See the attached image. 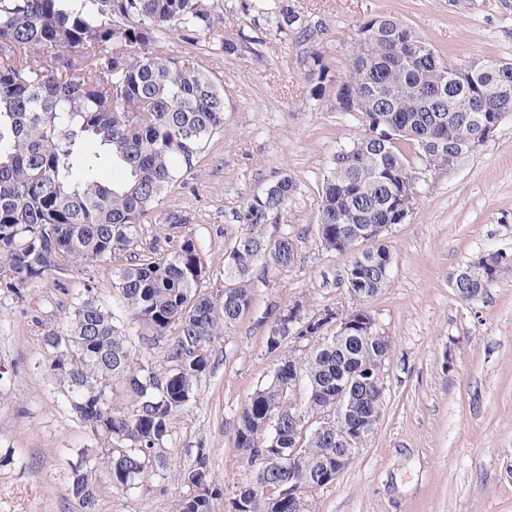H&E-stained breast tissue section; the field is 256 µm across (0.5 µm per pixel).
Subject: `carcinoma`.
Returning <instances> with one entry per match:
<instances>
[{"mask_svg":"<svg viewBox=\"0 0 512 512\" xmlns=\"http://www.w3.org/2000/svg\"><path fill=\"white\" fill-rule=\"evenodd\" d=\"M78 2L0 0V288L20 299L49 274L62 279L113 264L112 288L128 321L84 295L67 323L43 336L44 366L65 405L104 445L98 454L81 451L70 473L83 512H98L92 474L103 470L131 491L149 471L167 469L172 421L197 398L213 343L250 308L256 283L294 265L299 234L288 223L296 184L285 175L240 214L244 227L224 249V289L215 295L204 288L201 244L171 234L187 216L169 213V233L146 238L145 221L179 181L180 167L192 166L224 129L223 87L194 58L168 53L165 41L207 37L230 55L239 43L220 34L206 0ZM251 8L285 35L310 39L317 31L281 0H252ZM306 64L311 95L319 97L330 69L317 51L307 52ZM333 102L360 134L331 159L314 232L328 252L369 244L352 251L342 281L362 298L352 311L364 327L326 336L334 307L315 319L288 306L272 310L268 350L296 337L312 346L301 361L282 354L236 419L234 446L255 466L252 478L225 496L201 448L182 475L187 491L176 512H311L310 497L288 498V484L333 482L342 434L374 433L385 397L370 380L393 341L371 325L367 305L390 286L395 257L386 233L372 229L406 220L397 195L419 172L405 148L428 168L456 169L512 114V61L453 63L405 21L375 16L357 26ZM91 141L98 149H87ZM105 162L120 179L97 178ZM511 266L512 253L489 251L453 273L450 286L473 300ZM133 328L166 341L163 366L133 348ZM298 376L308 389V417L341 406L349 409L344 421L300 432ZM295 447L300 464L292 474Z\"/></svg>","mask_w":512,"mask_h":512,"instance_id":"obj_1","label":"carcinoma"}]
</instances>
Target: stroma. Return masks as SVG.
Segmentation results:
<instances>
[{
  "label": "stroma",
  "instance_id": "1",
  "mask_svg": "<svg viewBox=\"0 0 512 512\" xmlns=\"http://www.w3.org/2000/svg\"><path fill=\"white\" fill-rule=\"evenodd\" d=\"M250 3L212 0L221 33L248 38L235 54L205 38L167 41L170 53L195 57L223 86L226 112L223 131L147 228L159 234L168 212L187 215L185 230L207 263L204 286L214 294L224 286V248L241 230L239 211L282 175L297 184L290 221L306 234L296 263L258 286L250 310L215 342L196 402L171 425L170 468L131 492L96 474L100 512H173L181 476L201 448L225 494L247 483L233 422L278 359L266 346L268 307L298 301L312 316L352 306L341 286L350 254L323 250L312 227L330 160L359 128L335 111L333 90L311 98L307 51H322L340 73L358 24L390 14L453 62L512 60V0H285L321 23L309 42L280 34ZM387 242L391 285L368 305L395 343L384 411L353 462L315 491L312 512H512V268L470 301L449 285L479 253L512 252V116L458 169H423L413 209ZM87 292L123 315L108 264L48 276L19 297L0 288V512H82L69 491L70 464L99 443L65 406L41 365V347L74 297Z\"/></svg>",
  "mask_w": 512,
  "mask_h": 512
}]
</instances>
